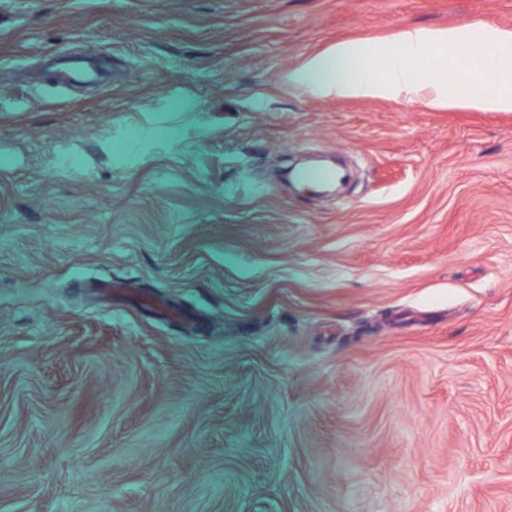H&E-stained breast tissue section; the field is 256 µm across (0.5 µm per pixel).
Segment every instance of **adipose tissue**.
I'll list each match as a JSON object with an SVG mask.
<instances>
[{"label": "adipose tissue", "instance_id": "obj_1", "mask_svg": "<svg viewBox=\"0 0 512 512\" xmlns=\"http://www.w3.org/2000/svg\"><path fill=\"white\" fill-rule=\"evenodd\" d=\"M476 43L490 56L489 73L464 71L452 81L440 60L430 78L421 77L418 65L432 50L452 48L462 57ZM487 78L496 85L495 93L478 90V83ZM289 80L297 89L325 96L405 99L434 109L509 112L512 31L477 23L464 29H406L390 44L339 41L307 57Z\"/></svg>", "mask_w": 512, "mask_h": 512}]
</instances>
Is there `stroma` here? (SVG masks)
Listing matches in <instances>:
<instances>
[{"label":"stroma","instance_id":"1","mask_svg":"<svg viewBox=\"0 0 512 512\" xmlns=\"http://www.w3.org/2000/svg\"><path fill=\"white\" fill-rule=\"evenodd\" d=\"M477 22L512 0H0V512H512V112L288 83ZM321 155L340 193L283 180ZM63 80L66 83H98L102 80V71L96 57L87 53L79 57L63 58L59 62Z\"/></svg>","mask_w":512,"mask_h":512}]
</instances>
